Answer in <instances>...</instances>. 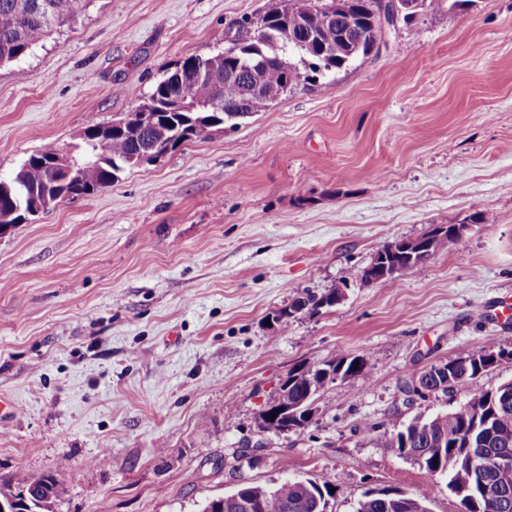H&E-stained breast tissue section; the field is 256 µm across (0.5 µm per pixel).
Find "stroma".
Listing matches in <instances>:
<instances>
[{
	"mask_svg": "<svg viewBox=\"0 0 512 512\" xmlns=\"http://www.w3.org/2000/svg\"><path fill=\"white\" fill-rule=\"evenodd\" d=\"M273 2L91 0L0 67V176L45 145L73 150ZM440 224L465 225L462 245L361 281L378 250ZM339 285L336 307L268 324ZM488 346L512 352V0H440L380 54L0 236V397L19 407L0 416V482L56 476L54 512H200L292 473L329 483L332 512L423 483L431 512H459L443 477L360 428L512 380L506 359L447 393L408 391ZM340 356L365 372L326 387L304 429L257 430L290 371Z\"/></svg>",
	"mask_w": 512,
	"mask_h": 512,
	"instance_id": "stroma-1",
	"label": "stroma"
}]
</instances>
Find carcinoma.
<instances>
[{"label": "carcinoma", "mask_w": 512, "mask_h": 512, "mask_svg": "<svg viewBox=\"0 0 512 512\" xmlns=\"http://www.w3.org/2000/svg\"><path fill=\"white\" fill-rule=\"evenodd\" d=\"M90 0H0V66L18 61L36 49L53 30L81 17ZM318 0H276L261 17V23L247 28L238 24L237 39L223 51L205 58L209 76L198 77L191 69L174 76L168 73L134 110L126 126L115 128L104 142L82 140L72 161L89 168L90 183L103 191L133 167L129 160L137 152H151L162 131L184 132L192 128L195 139L206 137L219 122L233 126L245 116L267 110L280 96L303 81L325 78L373 53L378 34L375 29L380 0H351L347 14H336L327 22L312 11ZM262 56L266 65L257 72L260 90L246 95L247 80H229L232 71L251 57ZM299 57L294 61L293 57ZM150 113L149 122L138 119ZM61 156L54 145L30 155L10 178L0 177V224H13L20 217L17 208L31 197L49 196L57 203L76 192L53 184L46 162ZM502 355L485 349L466 351L442 363L448 370L441 384L430 389L447 392L468 384L487 371L483 356ZM302 368L288 373L296 378L279 402L309 410L327 383L315 379L314 387ZM376 448H390L409 459L422 458L419 467L431 477L447 479V488L460 503V512H512V483L501 488L490 470L470 465L480 456L490 462L502 449H512V381L493 388H480L453 411L432 418L416 417L401 426L384 429L373 440ZM61 491L52 475L42 476L18 489ZM331 486L313 478L293 475L268 494L260 512H328ZM408 497L421 512H430V489L421 485ZM355 512H403L393 500L384 501L366 491Z\"/></svg>", "instance_id": "cac0c4a2"}]
</instances>
